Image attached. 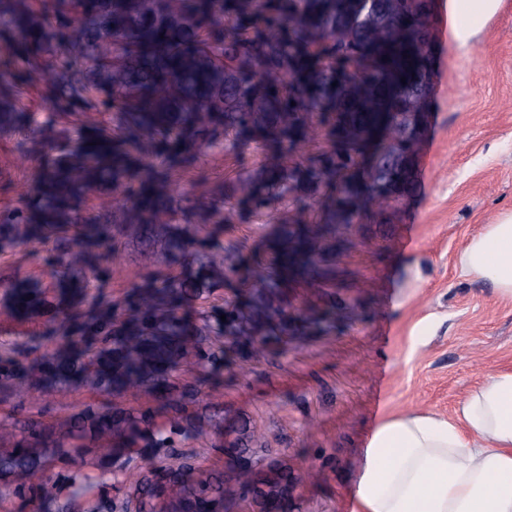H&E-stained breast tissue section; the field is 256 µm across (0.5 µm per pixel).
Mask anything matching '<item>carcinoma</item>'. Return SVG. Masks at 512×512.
<instances>
[{
	"mask_svg": "<svg viewBox=\"0 0 512 512\" xmlns=\"http://www.w3.org/2000/svg\"><path fill=\"white\" fill-rule=\"evenodd\" d=\"M431 0H0V86L39 79L51 84L56 114L112 113L117 132L98 126L58 131L43 124L47 156L36 191L22 206L0 210V250L42 245L54 280L49 296L28 282L5 286L13 311L50 314L55 349L27 364L18 342L0 345V384L21 402L77 385L112 395L150 389L155 407L89 403L58 426L4 418L12 440L0 443V501L25 497L33 512H114L110 490L135 493L156 512V482L141 469L112 464L115 445L171 448L201 440L211 423L188 412L206 393L173 388L181 374L201 372L258 336L297 331L301 313L280 299L290 281L336 270L321 246L327 226L351 224L382 199L410 194L413 113L425 112L434 67L422 57L415 77L389 100L393 113L375 132L365 112H380L376 89L407 66L410 43L431 42ZM17 119L0 97V130ZM325 126L333 149L288 164L280 154L240 184L238 203L255 213L292 195L322 203L323 224H283L270 239L274 259L255 271L258 290L193 322L189 305L237 276L242 263L211 241L224 224V200L203 202L202 224H181L189 197L174 173L192 167L204 148L236 150L250 142L300 147L312 121ZM121 190L97 209L89 196ZM159 241L180 260L176 275L147 277L122 303L99 292L110 273L117 225ZM226 320H221V315ZM171 364L163 378L158 364ZM161 457L167 489L202 509L224 503V485L247 487L255 472L231 464L206 472L188 459ZM49 470L48 485L31 475Z\"/></svg>",
	"mask_w": 512,
	"mask_h": 512,
	"instance_id": "1",
	"label": "carcinoma"
}]
</instances>
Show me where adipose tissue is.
<instances>
[{
	"mask_svg": "<svg viewBox=\"0 0 512 512\" xmlns=\"http://www.w3.org/2000/svg\"><path fill=\"white\" fill-rule=\"evenodd\" d=\"M501 0H448V33L464 47ZM462 270L512 302V208L459 254ZM351 512H512V370L486 375L451 416L402 411L371 431Z\"/></svg>",
	"mask_w": 512,
	"mask_h": 512,
	"instance_id": "ef3b65f1",
	"label": "adipose tissue"
}]
</instances>
